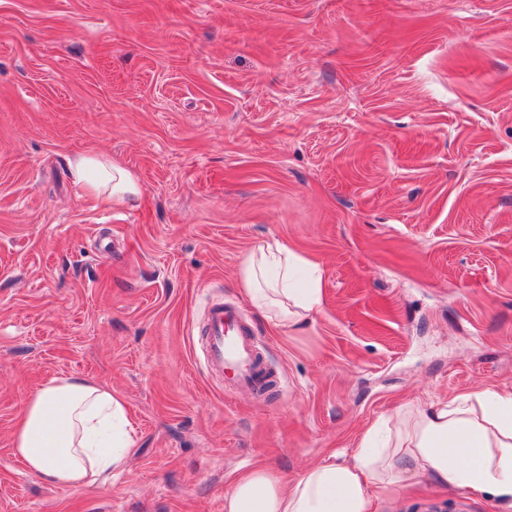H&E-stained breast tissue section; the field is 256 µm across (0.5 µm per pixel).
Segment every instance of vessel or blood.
Here are the masks:
<instances>
[{
  "label": "vessel or blood",
  "instance_id": "1",
  "mask_svg": "<svg viewBox=\"0 0 512 512\" xmlns=\"http://www.w3.org/2000/svg\"><path fill=\"white\" fill-rule=\"evenodd\" d=\"M205 336L204 361L218 374H231L235 384L258 388L260 364L254 345V332L240 314L227 305L208 307L201 331Z\"/></svg>",
  "mask_w": 512,
  "mask_h": 512
}]
</instances>
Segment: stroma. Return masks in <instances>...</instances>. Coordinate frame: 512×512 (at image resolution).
<instances>
[{
  "mask_svg": "<svg viewBox=\"0 0 512 512\" xmlns=\"http://www.w3.org/2000/svg\"><path fill=\"white\" fill-rule=\"evenodd\" d=\"M139 178L101 209L68 160ZM281 241L322 306L275 327L239 266ZM216 301L274 384L204 363ZM137 446L86 489L12 451L58 376ZM512 388V0H0V512H224L256 465L345 460L403 408ZM379 512H502L409 474Z\"/></svg>",
  "mask_w": 512,
  "mask_h": 512,
  "instance_id": "obj_1",
  "label": "stroma"
}]
</instances>
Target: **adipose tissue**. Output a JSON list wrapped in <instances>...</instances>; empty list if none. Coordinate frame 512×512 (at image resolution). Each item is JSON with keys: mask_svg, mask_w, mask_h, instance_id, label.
Returning <instances> with one entry per match:
<instances>
[{"mask_svg": "<svg viewBox=\"0 0 512 512\" xmlns=\"http://www.w3.org/2000/svg\"><path fill=\"white\" fill-rule=\"evenodd\" d=\"M69 173L101 208L130 205L142 193L135 174L96 154L69 162ZM310 262L281 241L252 248L238 270L249 302L280 327L321 307V277L297 273ZM372 432L347 462H325L286 482L266 467L241 475L224 495V512H376L407 473L423 471L455 489L512 504V389L486 390L414 406L390 448L371 447ZM136 446L125 400L98 383L60 376L26 401L12 431L15 456L47 482L90 488L124 471Z\"/></svg>", "mask_w": 512, "mask_h": 512, "instance_id": "obj_1", "label": "adipose tissue"}]
</instances>
